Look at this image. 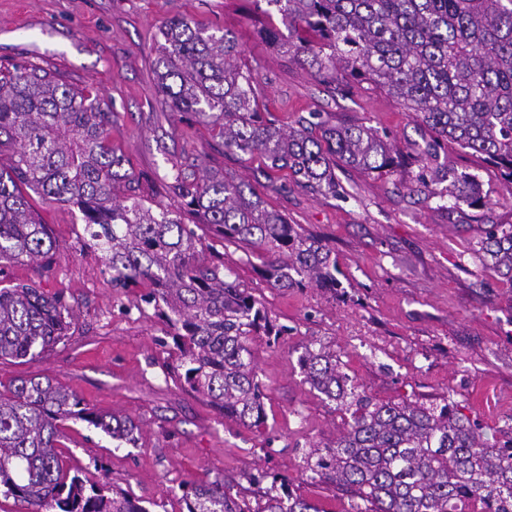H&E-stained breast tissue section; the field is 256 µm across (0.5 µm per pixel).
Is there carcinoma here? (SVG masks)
I'll list each match as a JSON object with an SVG mask.
<instances>
[{
	"instance_id": "1",
	"label": "carcinoma",
	"mask_w": 512,
	"mask_h": 512,
	"mask_svg": "<svg viewBox=\"0 0 512 512\" xmlns=\"http://www.w3.org/2000/svg\"><path fill=\"white\" fill-rule=\"evenodd\" d=\"M281 16L258 35L326 83L368 85L394 99L430 132L415 156L449 181L454 204H484L477 178L438 165L452 142L483 157L512 183V0H255ZM156 76L166 107L217 131L224 152L259 156L266 172L288 171L312 194L336 193V162L388 174L405 163L388 137L359 125L299 123L287 129L261 111L254 70L227 31L171 19L160 29ZM112 113L97 93L75 90L28 61L0 69V270L57 257L31 194L81 214L112 270V287L146 288L143 300L178 330L184 381L224 415L258 428L264 387L249 348L282 329L224 264L201 259L204 238L182 214L202 218L225 242L264 256L261 276L275 288L341 287L336 258L268 207L251 185L210 170L168 182L178 207L131 190L124 159L112 150ZM479 259L512 284V225L480 227ZM74 321L61 294L34 284L0 287V359L42 358ZM325 347L301 359L306 381L344 413L335 440L304 450L306 469L348 496L344 512H512V437L487 442L453 402H377L349 384ZM135 444L141 429L126 415L90 410L73 391L40 377L0 392V489L27 512H148L134 497L90 482L61 452L67 421ZM186 512H322L287 488L271 486L253 510L221 481L186 484Z\"/></svg>"
}]
</instances>
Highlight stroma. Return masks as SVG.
<instances>
[{"mask_svg":"<svg viewBox=\"0 0 512 512\" xmlns=\"http://www.w3.org/2000/svg\"><path fill=\"white\" fill-rule=\"evenodd\" d=\"M184 17L233 32L256 77L261 107L292 126L310 116L388 135L403 153L424 147L428 133L384 94L320 83L269 49L256 31L279 15L253 0H0V68L32 61L72 88H93L112 114L110 141L141 195L170 203L173 165L204 157L230 178L248 180L269 206L336 255L337 292L273 288L259 253L223 243L205 230L207 260L220 262L265 306L281 336L253 337L252 359L264 385L266 423L247 428L224 420L205 397L184 387L169 325L138 290L113 287L102 254L76 208L34 198L58 260L51 270L15 264L8 283H33L63 294L76 320L64 342L36 360H0V382L51 379L98 411L127 414L140 425L138 445H116L77 421L66 429L74 466L141 501L148 512H186L182 486L222 480L261 502L270 475L288 479L320 512H341L333 487L312 479L304 448L335 438V403L305 383L306 348L336 351L355 386L384 402H455L485 438L512 435V284L476 253L482 224H512V184L480 157L449 145L440 161L477 175L486 203L453 205L445 184L420 182L412 165L391 174L336 169L335 193L312 195L287 172L265 174L260 158L228 156L219 137L171 113L155 84L158 32ZM262 476L252 486L250 476Z\"/></svg>","mask_w":512,"mask_h":512,"instance_id":"obj_1","label":"stroma"}]
</instances>
